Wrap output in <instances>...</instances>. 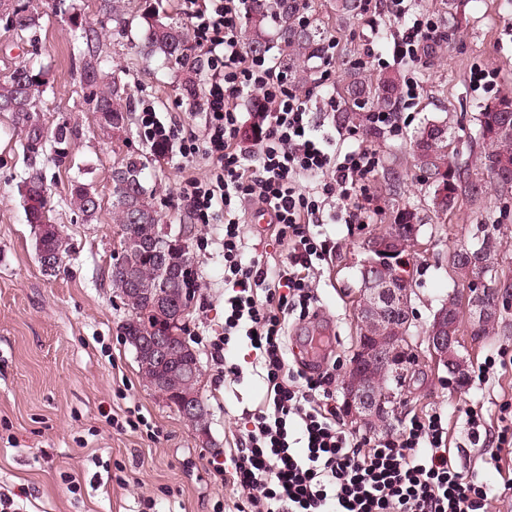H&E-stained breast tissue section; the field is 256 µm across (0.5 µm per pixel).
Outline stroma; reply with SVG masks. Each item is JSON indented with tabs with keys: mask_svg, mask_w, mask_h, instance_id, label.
<instances>
[{
	"mask_svg": "<svg viewBox=\"0 0 512 512\" xmlns=\"http://www.w3.org/2000/svg\"><path fill=\"white\" fill-rule=\"evenodd\" d=\"M40 26L17 33L0 18V78L17 66L40 73L45 83L42 110L34 120L42 131L39 158L46 176L51 216L68 243L54 273L43 271L27 222L20 185L27 175V129L11 113L0 112V492L25 486L27 512H139L141 500L156 502L155 512H228L242 494L224 482L236 444L246 434L249 414L265 398V383L247 338L235 337L223 358L213 357L206 341L224 320L223 217L197 224L179 184V159L154 153L142 134L139 114L151 108L164 123H177L180 136L200 134L203 117L184 89L191 68L154 57L143 59V18L153 9L186 22L184 0H124L127 26L116 31L105 0H38ZM324 38L337 42L330 80H322L318 60L308 89L326 104L317 124L333 133V108L352 60L376 73L415 77L419 95L402 106L398 137L366 136L379 165L371 176L377 208L368 223L326 221L316 229L325 246L314 263L317 301L308 315L313 325L333 326L334 349L327 362L332 390L354 353L357 334L354 295L359 288L362 244L385 231L390 204L387 168L399 166L401 202L416 208L422 227L418 248L404 259L416 279L411 295L414 351L425 349V329L453 282L448 250L473 241L481 219L460 206L445 222L429 209L430 189L408 154L409 143L427 121L447 122L451 146L466 147L475 117L485 105L512 95V0H461L459 31L434 64L394 63L396 26L384 14L343 21L333 0H309ZM103 36L105 69L119 74L130 112L126 129L104 131L95 112L94 90L81 79L74 41L76 23ZM65 141H58V128ZM133 157L144 163L143 177L165 223L181 230L196 262L200 288L184 322L204 372L202 394L210 411L208 439L195 435L173 407L145 383L135 353L119 327L130 315L116 295L110 272L120 246V227L112 219V169ZM92 185L100 208L86 217L69 204L74 182ZM460 352L470 373L468 389L458 392L444 369L424 362L406 378V398L393 416L398 431L413 415L436 410L448 427L447 443L464 476L487 487L489 512H512V443L474 445L467 411L481 412L486 425L512 426V304L505 305L494 335L463 341ZM139 412V428L113 426L114 416Z\"/></svg>",
	"mask_w": 512,
	"mask_h": 512,
	"instance_id": "1",
	"label": "stroma"
}]
</instances>
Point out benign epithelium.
<instances>
[{
  "instance_id": "benign-epithelium-1",
  "label": "benign epithelium",
  "mask_w": 512,
  "mask_h": 512,
  "mask_svg": "<svg viewBox=\"0 0 512 512\" xmlns=\"http://www.w3.org/2000/svg\"><path fill=\"white\" fill-rule=\"evenodd\" d=\"M395 240L373 235L363 243L366 254L361 263L363 280L358 292L356 322L359 328V347L344 372L343 391L350 421L358 427L373 429L388 420V400L380 394V376L394 378V385L401 387L400 372L410 363L407 350L399 343V308L407 302L412 291L413 272L398 257ZM136 248L154 257L157 273L169 288L156 294L157 305L167 311V317L154 327L141 332L138 354L154 363L176 358L177 370L172 376L159 375L152 379L151 388L161 397L172 394L171 384L179 387L200 386L202 368L195 353L183 346V336L176 331L193 304V299L178 286L189 279L195 265L179 261L176 256L185 250L183 237L171 233V226L162 225L157 237H140ZM114 266L124 271L126 293L140 292L138 274L124 268V260L116 258ZM471 305L467 310L468 323L476 331L500 310L504 297L499 290L488 287L481 275H474L465 284ZM458 301L442 303L433 317L425 341L430 363L448 370L452 383L458 388L469 381L464 358L457 354L459 336L454 334V321ZM179 413L202 437L209 435V413L199 396L181 394Z\"/></svg>"
}]
</instances>
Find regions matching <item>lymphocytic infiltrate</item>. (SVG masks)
<instances>
[{
  "mask_svg": "<svg viewBox=\"0 0 512 512\" xmlns=\"http://www.w3.org/2000/svg\"><path fill=\"white\" fill-rule=\"evenodd\" d=\"M247 2L185 0L200 60L201 136L175 141L174 126L148 109L140 115L153 147L174 146L183 162L206 163V175L184 176L180 190L197 223L224 214V280L232 293L209 345L220 354L233 337H249L263 371L265 400L224 474L245 497L236 512H488L484 484L464 478L450 458L440 413L414 416L395 435L359 436L341 422L329 373L310 375L288 363V321L312 305L311 271L323 252L309 227L322 223L332 198L342 204L334 220L364 223L373 201L367 180L379 158L362 142L341 155L331 151L329 139L315 132L316 101L289 81L280 63L244 49L240 19ZM385 8L403 24L394 56L416 59L436 24L412 0H385ZM244 97L262 104L250 128V152L239 146ZM319 173L321 195L301 188L302 175ZM248 202L272 214L275 238L288 247L276 272L245 256L241 213Z\"/></svg>",
  "mask_w": 512,
  "mask_h": 512,
  "instance_id": "f902f5d3",
  "label": "lymphocytic infiltrate"
}]
</instances>
